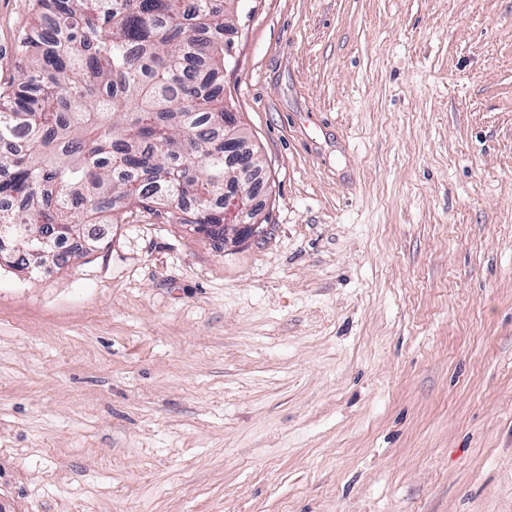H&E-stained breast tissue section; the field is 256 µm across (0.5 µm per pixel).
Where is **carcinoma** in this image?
Returning <instances> with one entry per match:
<instances>
[{
    "mask_svg": "<svg viewBox=\"0 0 512 512\" xmlns=\"http://www.w3.org/2000/svg\"><path fill=\"white\" fill-rule=\"evenodd\" d=\"M240 2L33 0L18 78L0 86V269L63 259L126 204L224 223V183L244 173L224 162V34Z\"/></svg>",
    "mask_w": 512,
    "mask_h": 512,
    "instance_id": "1",
    "label": "carcinoma"
}]
</instances>
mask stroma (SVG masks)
Masks as SVG:
<instances>
[{
  "instance_id": "stroma-1",
  "label": "stroma",
  "mask_w": 512,
  "mask_h": 512,
  "mask_svg": "<svg viewBox=\"0 0 512 512\" xmlns=\"http://www.w3.org/2000/svg\"><path fill=\"white\" fill-rule=\"evenodd\" d=\"M224 38L264 230L137 209L0 273V512H512V0H244Z\"/></svg>"
}]
</instances>
